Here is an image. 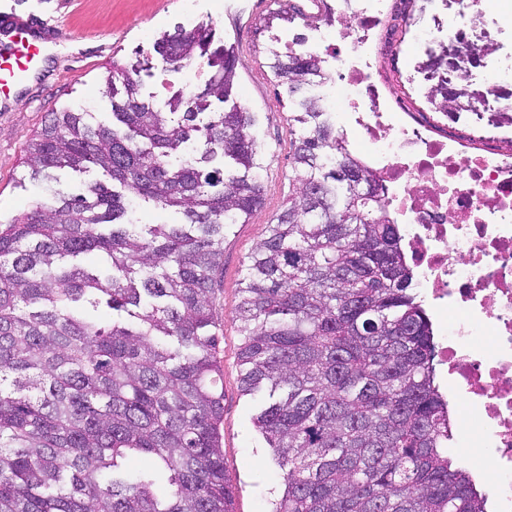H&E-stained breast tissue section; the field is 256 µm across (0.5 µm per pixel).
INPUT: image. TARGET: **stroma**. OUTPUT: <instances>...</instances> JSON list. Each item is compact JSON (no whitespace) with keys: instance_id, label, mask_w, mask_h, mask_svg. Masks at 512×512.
I'll return each instance as SVG.
<instances>
[{"instance_id":"1","label":"stroma","mask_w":512,"mask_h":512,"mask_svg":"<svg viewBox=\"0 0 512 512\" xmlns=\"http://www.w3.org/2000/svg\"><path fill=\"white\" fill-rule=\"evenodd\" d=\"M431 7L432 0H396L399 18L389 22V37L378 59L388 97L424 122L434 108L425 92L407 79L418 46L414 29L403 20L419 19ZM2 13L55 26L59 45L37 78L16 86L0 101V217L4 219L25 212L45 195L41 183L24 179L23 159L28 141L49 112L71 108L85 112L91 123L111 124V103L100 78L112 60L137 66L144 98L162 108L169 100L166 80L175 74L155 52L163 35L188 29L193 22L204 23L234 57L237 77L231 98L255 117L252 133L259 146L255 175L264 200L248 223L230 225L224 232V272L215 292L216 356L224 386L221 433L234 512H270L284 483L271 449L253 423L263 396L241 388L237 353L243 336L236 316L248 260L281 212L293 176L292 97L271 70L269 35L271 30L287 28L290 43L310 49L313 29L332 24L331 13L310 0H79L74 9L68 0H0Z\"/></svg>"}]
</instances>
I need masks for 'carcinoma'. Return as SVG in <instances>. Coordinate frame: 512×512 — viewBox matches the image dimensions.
Wrapping results in <instances>:
<instances>
[{
    "label": "carcinoma",
    "instance_id": "obj_1",
    "mask_svg": "<svg viewBox=\"0 0 512 512\" xmlns=\"http://www.w3.org/2000/svg\"><path fill=\"white\" fill-rule=\"evenodd\" d=\"M183 68L206 60L199 93L170 112L140 98L117 60L103 78L125 129L63 109L34 133L24 167L46 199L0 220V512H233L224 470L215 288L224 229L262 203L250 171L253 116L225 102L235 60L206 25L162 37ZM320 57L290 50L274 76L299 92L324 79ZM439 110L461 87L439 81ZM288 200L247 265L237 317L244 391L268 400L254 424L285 489L272 512H487L486 497L448 453L454 425L437 382L434 335L378 169L353 155L299 101ZM182 110V120L171 116ZM102 169L70 194L57 173ZM356 169L363 188L341 178ZM173 209L182 224L138 228L128 199ZM95 251L101 269L80 265ZM106 306L125 319L105 324ZM147 461L136 471L134 457Z\"/></svg>",
    "mask_w": 512,
    "mask_h": 512
}]
</instances>
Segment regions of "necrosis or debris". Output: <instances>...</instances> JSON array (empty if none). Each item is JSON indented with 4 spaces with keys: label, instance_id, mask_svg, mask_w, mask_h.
Wrapping results in <instances>:
<instances>
[{
    "label": "necrosis or debris",
    "instance_id": "obj_1",
    "mask_svg": "<svg viewBox=\"0 0 512 512\" xmlns=\"http://www.w3.org/2000/svg\"><path fill=\"white\" fill-rule=\"evenodd\" d=\"M331 56L343 81L345 127L379 165L390 210L406 217L402 238L424 301L447 312L435 355L452 379L460 431L497 512H512V59L494 64L487 112H447L438 138L399 118L376 66L378 32L393 0H338ZM479 140V148L468 139Z\"/></svg>",
    "mask_w": 512,
    "mask_h": 512
}]
</instances>
